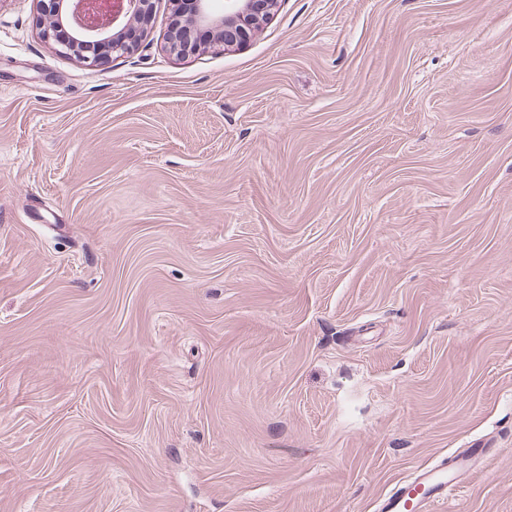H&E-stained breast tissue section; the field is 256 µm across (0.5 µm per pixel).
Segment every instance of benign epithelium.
<instances>
[{
  "label": "benign epithelium",
  "mask_w": 512,
  "mask_h": 512,
  "mask_svg": "<svg viewBox=\"0 0 512 512\" xmlns=\"http://www.w3.org/2000/svg\"><path fill=\"white\" fill-rule=\"evenodd\" d=\"M190 5V22L212 30L227 45L245 44L270 17L278 0H224V12H215L214 0H172ZM155 0H38V8L48 22L47 39L62 30L56 39L58 52L97 67L114 53L137 51L144 37L128 38L123 30L134 19H150Z\"/></svg>",
  "instance_id": "7a95c632"
}]
</instances>
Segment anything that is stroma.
<instances>
[{
  "instance_id": "1",
  "label": "stroma",
  "mask_w": 512,
  "mask_h": 512,
  "mask_svg": "<svg viewBox=\"0 0 512 512\" xmlns=\"http://www.w3.org/2000/svg\"><path fill=\"white\" fill-rule=\"evenodd\" d=\"M87 67L0 0V512H376L499 453L512 0H278ZM171 1L172 4H189L191 24L224 37L225 45L247 43L278 3V0H225L224 12L217 14L213 0ZM497 451L498 448H464L434 465L417 467L380 499L377 512L437 511V506L461 487L460 474L475 469L480 458Z\"/></svg>"
}]
</instances>
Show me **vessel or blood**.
<instances>
[{"instance_id": "obj_1", "label": "vessel or blood", "mask_w": 512, "mask_h": 512, "mask_svg": "<svg viewBox=\"0 0 512 512\" xmlns=\"http://www.w3.org/2000/svg\"><path fill=\"white\" fill-rule=\"evenodd\" d=\"M489 454L486 448H465L417 467L380 499L377 512H436L460 488V474L475 469Z\"/></svg>"}]
</instances>
